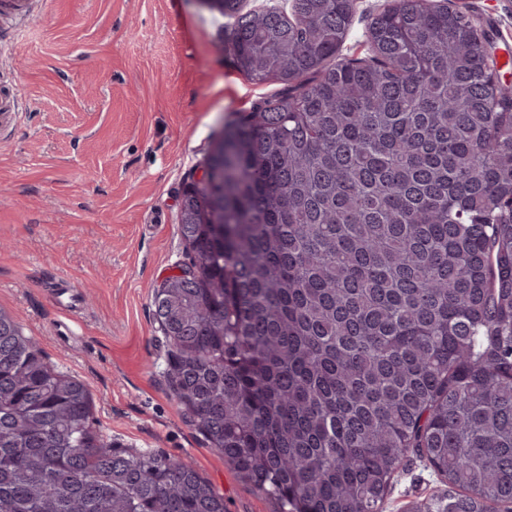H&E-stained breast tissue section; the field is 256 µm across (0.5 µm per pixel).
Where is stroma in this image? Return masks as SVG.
<instances>
[{"instance_id":"35a3bbf8","label":"stroma","mask_w":512,"mask_h":512,"mask_svg":"<svg viewBox=\"0 0 512 512\" xmlns=\"http://www.w3.org/2000/svg\"><path fill=\"white\" fill-rule=\"evenodd\" d=\"M387 4L355 0L340 59L372 57L369 26ZM457 5L493 32L512 82V0ZM223 24L200 0H32L29 17L0 16V92L21 103L0 125V309L84 381L107 441L191 458L224 512H276L186 418L153 314L185 257L179 201L214 132L282 89L237 69ZM69 280L83 296L66 312L56 298ZM447 489L409 456L382 512H419Z\"/></svg>"}]
</instances>
